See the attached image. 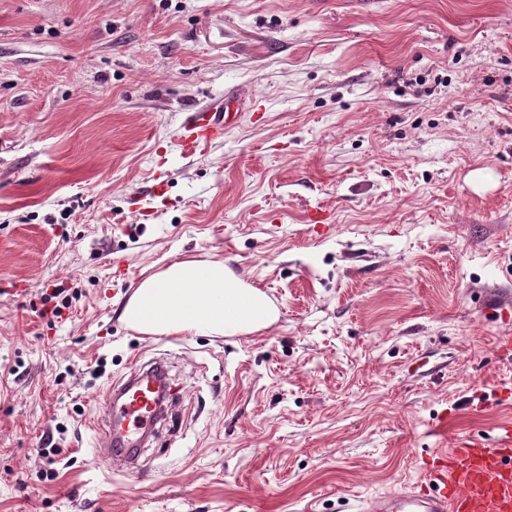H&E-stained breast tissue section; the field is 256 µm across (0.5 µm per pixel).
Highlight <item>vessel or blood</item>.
I'll return each instance as SVG.
<instances>
[{"mask_svg":"<svg viewBox=\"0 0 512 512\" xmlns=\"http://www.w3.org/2000/svg\"><path fill=\"white\" fill-rule=\"evenodd\" d=\"M233 123L217 102L191 112L183 125L182 150L200 153L223 137ZM162 365L133 372L110 393L108 425L95 443L98 458L124 472H140V450L157 423L153 378H165ZM362 512H512V426L501 428L494 447L471 436L440 449L425 461L422 479L365 500Z\"/></svg>","mask_w":512,"mask_h":512,"instance_id":"1","label":"vessel or blood"}]
</instances>
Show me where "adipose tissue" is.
<instances>
[{
	"label": "adipose tissue",
	"instance_id": "adipose-tissue-1",
	"mask_svg": "<svg viewBox=\"0 0 512 512\" xmlns=\"http://www.w3.org/2000/svg\"><path fill=\"white\" fill-rule=\"evenodd\" d=\"M275 310L220 261H178L142 280L123 313L145 334L235 336L268 326Z\"/></svg>",
	"mask_w": 512,
	"mask_h": 512
}]
</instances>
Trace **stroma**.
<instances>
[{"label":"stroma","instance_id":"obj_1","mask_svg":"<svg viewBox=\"0 0 512 512\" xmlns=\"http://www.w3.org/2000/svg\"><path fill=\"white\" fill-rule=\"evenodd\" d=\"M228 90L234 125L183 155ZM186 259L276 320L128 326ZM58 283L79 297L51 322ZM507 336L512 0H0V512H360L512 423ZM158 359L176 406L141 480L93 444Z\"/></svg>","mask_w":512,"mask_h":512}]
</instances>
